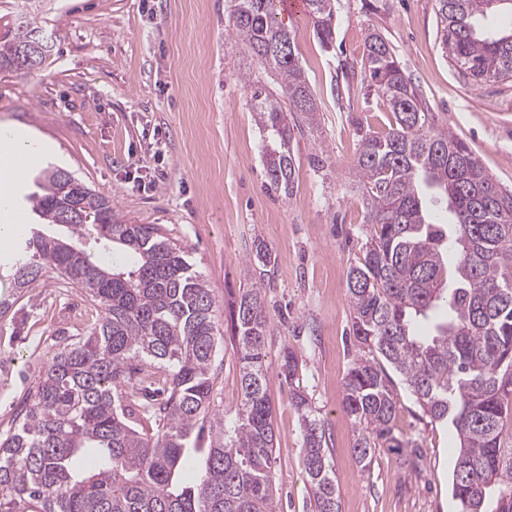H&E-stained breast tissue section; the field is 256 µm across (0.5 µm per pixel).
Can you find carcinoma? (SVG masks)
<instances>
[{
    "label": "carcinoma",
    "instance_id": "1",
    "mask_svg": "<svg viewBox=\"0 0 512 512\" xmlns=\"http://www.w3.org/2000/svg\"><path fill=\"white\" fill-rule=\"evenodd\" d=\"M243 49L277 74L283 107L252 84L256 119L274 147L264 155L269 188L292 193L290 144L318 111L276 0H232ZM438 0L437 35L450 62L476 83L512 80V30L492 32L512 0ZM317 37L330 46L335 0H305ZM24 15L0 41L12 67ZM363 80L394 122L361 136L354 167L368 224L347 275L359 348L343 381L362 467L375 449L403 448L395 433L402 378L430 418L453 429L456 512H512V192L476 152L430 122L422 96L377 32L363 47ZM27 196L45 224L133 255L110 269L87 250L38 228L25 238L10 278L16 293L55 273L99 304L84 336L63 337L42 367L12 431L0 439V512H271L275 431L267 392L268 316L261 289L231 309L241 399L231 419L211 409L220 337L211 289L186 252L156 224H124L110 201L53 167ZM279 376L303 422L302 463L314 512H341L325 430L300 385L298 356Z\"/></svg>",
    "mask_w": 512,
    "mask_h": 512
}]
</instances>
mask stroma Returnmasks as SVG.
<instances>
[{
    "instance_id": "stroma-1",
    "label": "stroma",
    "mask_w": 512,
    "mask_h": 512,
    "mask_svg": "<svg viewBox=\"0 0 512 512\" xmlns=\"http://www.w3.org/2000/svg\"><path fill=\"white\" fill-rule=\"evenodd\" d=\"M336 39L323 47L306 16L292 17L296 53L319 110L291 145L292 196L268 190L266 139L246 80L272 73L237 43L227 0H52L41 26L53 54L27 74L0 68V123L32 131L54 153L30 167L19 195L47 166L73 172L112 202L117 219L155 224L184 248L215 297L223 340L213 407L241 397L236 348L226 336L233 301L262 288L269 328L277 493L273 512H313L302 465L301 417L279 375L294 350L303 385L329 437L341 512H455L449 428L425 415L396 381L403 451L376 449L369 468L351 452L342 383L354 358L347 274L367 226L354 157L359 134L388 128L385 100L363 85V44L381 34L436 125L471 147L512 189V82L475 84L451 66L437 37V0H335ZM273 260L263 280L246 266L254 240ZM102 315L49 273L0 317V435L13 426L53 338L81 336Z\"/></svg>"
}]
</instances>
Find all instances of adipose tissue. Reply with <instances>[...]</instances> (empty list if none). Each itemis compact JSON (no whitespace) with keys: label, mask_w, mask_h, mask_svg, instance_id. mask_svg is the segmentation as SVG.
I'll list each match as a JSON object with an SVG mask.
<instances>
[{"label":"adipose tissue","mask_w":512,"mask_h":512,"mask_svg":"<svg viewBox=\"0 0 512 512\" xmlns=\"http://www.w3.org/2000/svg\"><path fill=\"white\" fill-rule=\"evenodd\" d=\"M47 150L46 144L16 134L13 127L0 124V264L11 260L9 242L25 216L12 204L17 173L37 164Z\"/></svg>","instance_id":"1"}]
</instances>
